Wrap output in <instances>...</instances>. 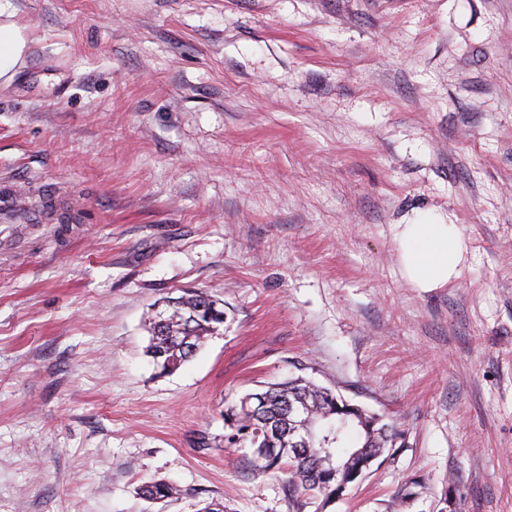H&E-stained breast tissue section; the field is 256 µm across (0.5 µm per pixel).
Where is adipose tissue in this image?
I'll use <instances>...</instances> for the list:
<instances>
[{"label":"adipose tissue","mask_w":512,"mask_h":512,"mask_svg":"<svg viewBox=\"0 0 512 512\" xmlns=\"http://www.w3.org/2000/svg\"><path fill=\"white\" fill-rule=\"evenodd\" d=\"M400 272L413 287L427 292L458 276L467 246L456 225L424 222L398 225L395 234Z\"/></svg>","instance_id":"obj_1"}]
</instances>
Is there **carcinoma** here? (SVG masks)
<instances>
[{"label":"carcinoma","mask_w":512,"mask_h":512,"mask_svg":"<svg viewBox=\"0 0 512 512\" xmlns=\"http://www.w3.org/2000/svg\"><path fill=\"white\" fill-rule=\"evenodd\" d=\"M224 314L217 302L204 292L190 291L168 301L166 308L153 312L147 353L162 370L177 369L193 358L215 334L224 319L208 317L209 312ZM341 397L328 388L302 377L273 384L261 392L245 395L237 407L224 414V421L235 430L228 443L250 442L258 473L288 470L290 482L311 500L330 503L360 482L353 478L361 457L381 458L393 450L399 430L392 422H375L370 413L336 417ZM300 405L303 422L315 433L314 447L306 448L297 436L271 430L270 422ZM150 500L176 494L166 482L141 488Z\"/></svg>","instance_id":"carcinoma-1"}]
</instances>
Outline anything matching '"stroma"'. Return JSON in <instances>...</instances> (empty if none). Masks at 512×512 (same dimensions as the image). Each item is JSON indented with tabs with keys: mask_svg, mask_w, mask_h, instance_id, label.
Segmentation results:
<instances>
[{
	"mask_svg": "<svg viewBox=\"0 0 512 512\" xmlns=\"http://www.w3.org/2000/svg\"><path fill=\"white\" fill-rule=\"evenodd\" d=\"M10 4L0 512H512V0ZM426 220L467 255L422 292L394 228ZM187 290L224 323L164 374L149 314ZM297 376L401 431L326 505L228 445ZM20 32L10 25H0V78L10 75L24 48ZM0 189V222L1 224H15L22 219V211L20 210L17 200L21 195L13 190V184L5 185Z\"/></svg>",
	"mask_w": 512,
	"mask_h": 512,
	"instance_id": "stroma-1",
	"label": "stroma"
}]
</instances>
